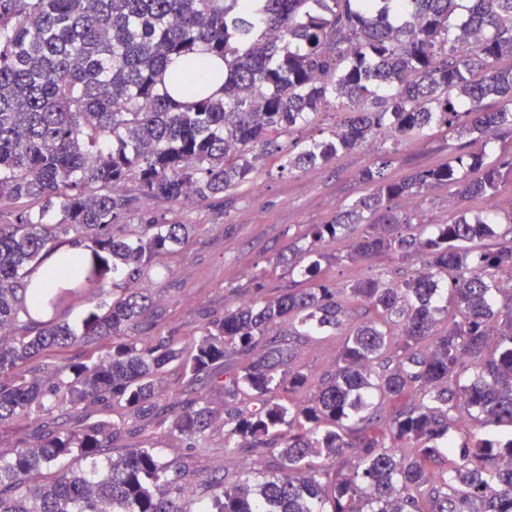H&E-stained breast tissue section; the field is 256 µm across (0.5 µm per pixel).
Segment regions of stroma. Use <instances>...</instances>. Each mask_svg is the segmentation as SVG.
Returning <instances> with one entry per match:
<instances>
[{"instance_id":"obj_1","label":"stroma","mask_w":512,"mask_h":512,"mask_svg":"<svg viewBox=\"0 0 512 512\" xmlns=\"http://www.w3.org/2000/svg\"><path fill=\"white\" fill-rule=\"evenodd\" d=\"M459 142L457 134L433 131L406 141L394 154L391 173L402 179L443 162ZM383 148L377 139L371 147L340 153L328 164L283 175L278 174V162L273 159L266 172L240 188L227 204L191 199L173 205L170 219L197 225L198 230L184 253L169 260L168 272L154 270L142 280V287L151 291L153 304L136 329V337L189 335L208 317L223 314L229 293L248 295L250 274L261 270L269 272L266 288L287 284V267L269 268V260L296 242L307 225L327 223L337 210L364 194L359 172L374 151ZM193 391L205 394L213 410L223 411V398L208 384L187 386L175 370L161 382L156 402L167 408ZM123 441L154 445L164 460L188 463L197 482L214 474L233 481L241 473L233 456L224 452V422L220 419L201 441L145 422L130 423Z\"/></svg>"}]
</instances>
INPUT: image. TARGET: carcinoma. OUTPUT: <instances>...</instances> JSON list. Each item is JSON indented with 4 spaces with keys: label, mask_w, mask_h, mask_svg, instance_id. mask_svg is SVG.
Segmentation results:
<instances>
[{
    "label": "carcinoma",
    "mask_w": 512,
    "mask_h": 512,
    "mask_svg": "<svg viewBox=\"0 0 512 512\" xmlns=\"http://www.w3.org/2000/svg\"><path fill=\"white\" fill-rule=\"evenodd\" d=\"M457 9L0 0V428L42 421L40 443L0 457V512H190L189 464L142 444L112 457L130 418L205 437V398L154 402L172 365L223 392L225 452L275 458L256 492L248 477L203 480L199 512H512V212L465 206L512 178V153L486 150L512 139V110L485 105L512 102V67L499 66L512 0ZM202 53L224 62L215 92L197 81ZM330 113L343 118L304 136ZM428 130L482 143L400 180L381 152L359 173L368 193L275 257L288 265L277 295L255 278L188 338L128 335L151 303L134 284L197 228L168 219L171 205L224 202L275 150L291 173ZM441 186L454 217L429 231L406 202ZM133 212L140 223H124ZM67 246L109 254L112 284L65 257L58 288L32 281ZM377 259L410 273L343 288L324 277L335 261ZM88 288L100 301L77 331L62 311ZM327 332L342 337L336 362L299 401L312 379L297 342ZM77 345L82 360L63 355ZM61 408L79 412L65 428L51 418ZM65 459L88 469H54Z\"/></svg>",
    "instance_id": "1"
}]
</instances>
